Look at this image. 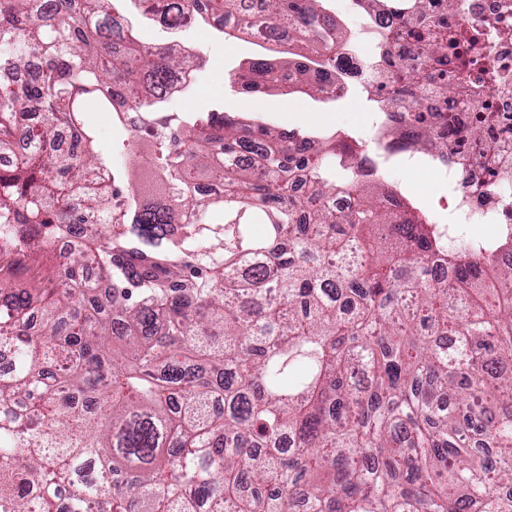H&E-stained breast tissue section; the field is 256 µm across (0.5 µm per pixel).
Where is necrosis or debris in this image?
I'll return each instance as SVG.
<instances>
[{
	"mask_svg": "<svg viewBox=\"0 0 512 512\" xmlns=\"http://www.w3.org/2000/svg\"><path fill=\"white\" fill-rule=\"evenodd\" d=\"M425 25L448 32L453 41L440 49L412 37H397L403 27ZM368 51L353 47L339 61L349 79L379 102V119L362 150L365 170L381 165L428 164L448 184L440 206L450 220L439 225L445 237H457L472 224L491 227L489 235L470 237L478 258L512 268V0H412L383 9L367 19ZM428 68L441 75L447 92L431 97L429 116L439 135L437 150L423 152L415 112H402L389 102V76L395 70ZM396 125L410 128L409 137H393Z\"/></svg>",
	"mask_w": 512,
	"mask_h": 512,
	"instance_id": "4bbe7bcc",
	"label": "necrosis or debris"
}]
</instances>
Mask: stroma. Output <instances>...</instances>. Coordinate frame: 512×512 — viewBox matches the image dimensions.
Segmentation results:
<instances>
[{
    "instance_id": "35a3bbf8",
    "label": "stroma",
    "mask_w": 512,
    "mask_h": 512,
    "mask_svg": "<svg viewBox=\"0 0 512 512\" xmlns=\"http://www.w3.org/2000/svg\"><path fill=\"white\" fill-rule=\"evenodd\" d=\"M185 38L206 62L191 89L189 107L200 111L220 108L231 116L249 117L279 130H294L318 139L335 133L360 142L367 140L372 114L363 103L359 87H352L342 100H325L293 89L251 94L233 83L231 76L247 70L250 62L263 56V49L244 40H225L204 24L186 32ZM378 178L383 184L397 187L419 207L448 194L445 183L425 176L420 168L410 170L393 164L380 170Z\"/></svg>"
}]
</instances>
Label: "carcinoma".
Masks as SVG:
<instances>
[{
	"label": "carcinoma",
	"instance_id": "carcinoma-1",
	"mask_svg": "<svg viewBox=\"0 0 512 512\" xmlns=\"http://www.w3.org/2000/svg\"><path fill=\"white\" fill-rule=\"evenodd\" d=\"M115 2L0 0V154L30 145L0 170V512H512V269L475 274L344 138L173 110L199 56L117 48ZM148 2L174 36L297 46L246 90L332 98L323 0ZM96 112L148 151H100ZM73 229L12 287L19 240Z\"/></svg>",
	"mask_w": 512,
	"mask_h": 512
}]
</instances>
